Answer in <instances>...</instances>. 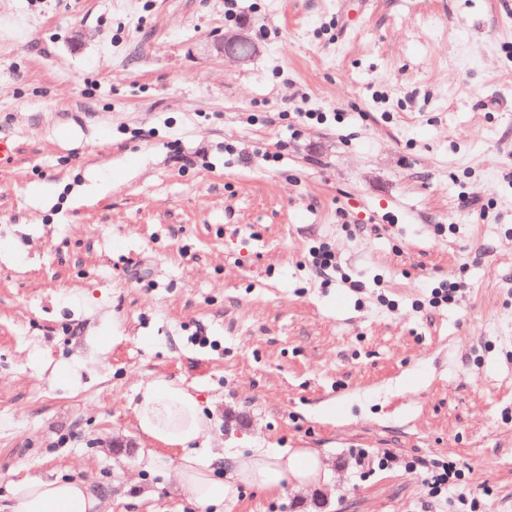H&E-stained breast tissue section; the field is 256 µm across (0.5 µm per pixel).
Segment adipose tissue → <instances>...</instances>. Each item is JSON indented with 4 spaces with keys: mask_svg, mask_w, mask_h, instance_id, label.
<instances>
[{
    "mask_svg": "<svg viewBox=\"0 0 512 512\" xmlns=\"http://www.w3.org/2000/svg\"><path fill=\"white\" fill-rule=\"evenodd\" d=\"M135 415L142 434L165 447L182 449L173 469L175 481L205 505L222 504L241 485L271 491L320 476L316 453L297 448L288 454L257 450L232 456L227 480L213 478L210 462L187 452L207 432L203 408L196 395L163 378L139 385ZM16 499L17 512H102L100 501L80 480L28 482L17 488Z\"/></svg>",
    "mask_w": 512,
    "mask_h": 512,
    "instance_id": "obj_1",
    "label": "adipose tissue"
}]
</instances>
